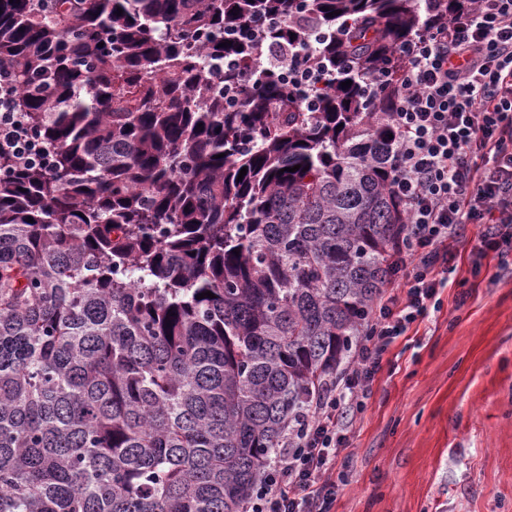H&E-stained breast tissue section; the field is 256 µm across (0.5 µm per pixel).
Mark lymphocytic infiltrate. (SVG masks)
<instances>
[{
	"label": "lymphocytic infiltrate",
	"instance_id": "lymphocytic-infiltrate-1",
	"mask_svg": "<svg viewBox=\"0 0 512 512\" xmlns=\"http://www.w3.org/2000/svg\"><path fill=\"white\" fill-rule=\"evenodd\" d=\"M300 52L289 41L271 43L259 59L263 68L284 71L287 87L301 95L326 77L292 69ZM398 56V74L379 68L367 78L391 97V186L408 213L394 255L398 291L377 298L351 365L294 421L243 512H332L346 418L362 409L394 339L427 317L456 238L465 225L480 224V252L512 249V0H472L451 16L436 11ZM48 163L12 72L2 67L0 168Z\"/></svg>",
	"mask_w": 512,
	"mask_h": 512
}]
</instances>
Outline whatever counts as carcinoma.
Listing matches in <instances>:
<instances>
[{
    "label": "carcinoma",
    "instance_id": "carcinoma-1",
    "mask_svg": "<svg viewBox=\"0 0 512 512\" xmlns=\"http://www.w3.org/2000/svg\"><path fill=\"white\" fill-rule=\"evenodd\" d=\"M430 2L0 0L52 160L0 176V512H242L390 282L408 216L366 78ZM306 29L332 84L243 83Z\"/></svg>",
    "mask_w": 512,
    "mask_h": 512
}]
</instances>
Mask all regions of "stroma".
Returning <instances> with one entry per match:
<instances>
[{
  "label": "stroma",
  "mask_w": 512,
  "mask_h": 512,
  "mask_svg": "<svg viewBox=\"0 0 512 512\" xmlns=\"http://www.w3.org/2000/svg\"><path fill=\"white\" fill-rule=\"evenodd\" d=\"M467 225L424 321L383 358L336 464L334 512H512V253Z\"/></svg>",
  "instance_id": "stroma-1"
}]
</instances>
